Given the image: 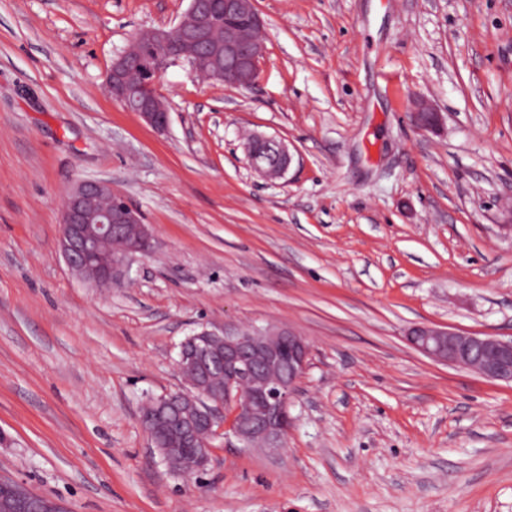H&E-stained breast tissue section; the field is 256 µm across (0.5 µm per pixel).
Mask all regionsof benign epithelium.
<instances>
[{
  "mask_svg": "<svg viewBox=\"0 0 512 512\" xmlns=\"http://www.w3.org/2000/svg\"><path fill=\"white\" fill-rule=\"evenodd\" d=\"M224 16L240 24L216 31ZM264 21L256 0H190L171 29L144 28L117 56L106 86L126 111L150 127L169 125L168 105L157 93L165 70L187 63L191 71L238 87L251 86L265 51ZM157 52L143 62L133 48ZM413 119L434 129L441 114L425 101L413 104ZM252 169L269 182L285 177L292 163L287 144L255 133L246 146ZM152 238L140 211L103 181L88 179L63 203L60 249L68 266L96 288H110L123 275L130 253L146 254ZM407 343L431 360L512 383V340L427 325L415 326ZM310 345L292 329L227 333L203 329L180 344L175 368L187 388L148 399L141 410L151 444L175 472L193 475L208 465L212 440L224 427L246 447L286 446L288 406L308 367ZM0 512H65L55 499L0 478Z\"/></svg>",
  "mask_w": 512,
  "mask_h": 512,
  "instance_id": "obj_1",
  "label": "benign epithelium"
}]
</instances>
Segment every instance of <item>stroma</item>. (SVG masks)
Returning a JSON list of instances; mask_svg holds the SVG:
<instances>
[{
    "label": "stroma",
    "mask_w": 512,
    "mask_h": 512,
    "mask_svg": "<svg viewBox=\"0 0 512 512\" xmlns=\"http://www.w3.org/2000/svg\"><path fill=\"white\" fill-rule=\"evenodd\" d=\"M188 4L0 0V478L69 512H512V383L404 339H512V0H257L256 82L170 66L157 131L106 73ZM251 132L288 145L283 179ZM85 179L154 239L109 288L58 248ZM271 327L311 346L286 448L227 431L170 471L141 408L183 389L181 342ZM413 119L422 129H434L442 121L441 114L425 101H417L413 104ZM245 149L252 169L267 181L275 182L288 173L292 155L284 142L255 133Z\"/></svg>",
    "instance_id": "stroma-1"
}]
</instances>
